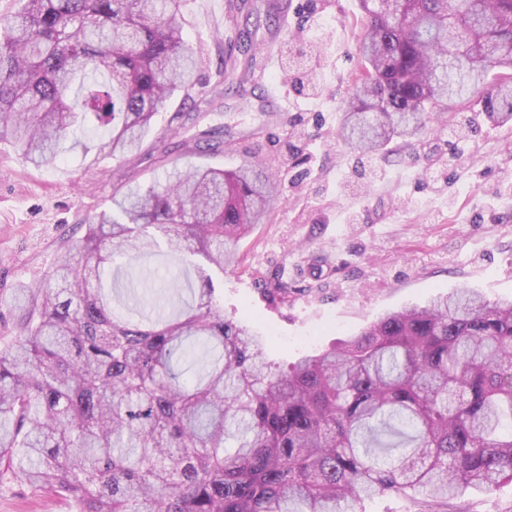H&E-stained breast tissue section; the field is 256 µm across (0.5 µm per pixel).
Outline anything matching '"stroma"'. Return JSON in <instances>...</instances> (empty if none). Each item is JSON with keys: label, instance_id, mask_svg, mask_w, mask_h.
I'll return each mask as SVG.
<instances>
[{"label": "stroma", "instance_id": "obj_1", "mask_svg": "<svg viewBox=\"0 0 512 512\" xmlns=\"http://www.w3.org/2000/svg\"><path fill=\"white\" fill-rule=\"evenodd\" d=\"M278 18L252 36L251 71H264L280 99L297 55L322 62L321 83L306 100V116L270 111L262 87L230 93V62L238 56L244 6ZM184 34L197 51L188 89L158 114L140 154L90 162L82 148L64 147L53 164L26 165L0 143V336L16 333L24 313L16 292L52 270L81 223L110 211L116 190L146 187L173 165L233 170L262 161L279 184L276 203L234 248L224 271V312L262 333L265 353L284 370L305 352L343 344L382 314L423 304L458 288L489 300H512V196L482 212V194L501 173L512 174V120L482 115L464 104L480 127L463 167L449 171L444 191L425 173L426 144L448 137L431 119L421 141L393 139L377 155L385 181L353 194L336 188L354 155L338 137L346 98L359 69L360 0H179ZM196 112L195 125L224 130L220 150L186 153L169 121ZM174 261L160 254L133 266L143 301L170 302ZM288 291L287 300L276 289ZM0 512H74L62 497L34 493L15 481L0 489Z\"/></svg>", "mask_w": 512, "mask_h": 512}]
</instances>
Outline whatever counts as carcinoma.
Returning <instances> with one entry per match:
<instances>
[{
    "mask_svg": "<svg viewBox=\"0 0 512 512\" xmlns=\"http://www.w3.org/2000/svg\"><path fill=\"white\" fill-rule=\"evenodd\" d=\"M361 5L339 131L353 151L414 138L428 114L463 123V99L512 118V0ZM193 65L179 0H24L0 19V141L36 167L74 129L102 132L97 156L135 155ZM223 142L215 127L188 152ZM276 197L255 163L188 164L88 220L0 336V487L78 512H357L384 494L468 512V490L512 482V301L458 289L279 371L216 293L227 246ZM158 232L198 288L176 314H122L102 271Z\"/></svg>",
    "mask_w": 512,
    "mask_h": 512,
    "instance_id": "cac0c4a2",
    "label": "carcinoma"
}]
</instances>
